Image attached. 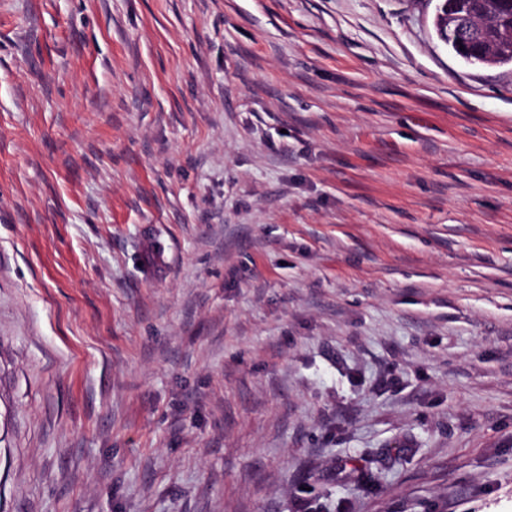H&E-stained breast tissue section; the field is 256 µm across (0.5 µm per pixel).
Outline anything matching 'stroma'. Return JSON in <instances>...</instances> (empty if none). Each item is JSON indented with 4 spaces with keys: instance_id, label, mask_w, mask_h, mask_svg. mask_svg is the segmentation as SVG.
<instances>
[{
    "instance_id": "stroma-1",
    "label": "stroma",
    "mask_w": 512,
    "mask_h": 512,
    "mask_svg": "<svg viewBox=\"0 0 512 512\" xmlns=\"http://www.w3.org/2000/svg\"><path fill=\"white\" fill-rule=\"evenodd\" d=\"M437 0H0V512H512V64Z\"/></svg>"
}]
</instances>
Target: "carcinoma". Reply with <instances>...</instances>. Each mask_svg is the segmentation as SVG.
<instances>
[{
	"label": "carcinoma",
	"instance_id": "obj_1",
	"mask_svg": "<svg viewBox=\"0 0 512 512\" xmlns=\"http://www.w3.org/2000/svg\"><path fill=\"white\" fill-rule=\"evenodd\" d=\"M499 0H439L434 27L437 37L455 54H460L456 39L458 22L466 20L477 36L466 40L464 47L484 49V56L474 62L484 65L512 63V12L501 14L496 5Z\"/></svg>",
	"mask_w": 512,
	"mask_h": 512
}]
</instances>
